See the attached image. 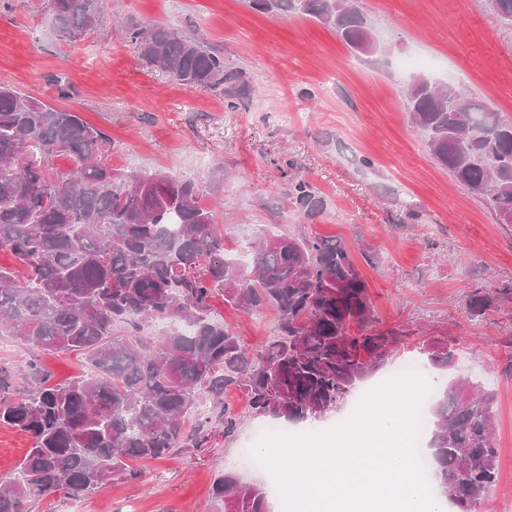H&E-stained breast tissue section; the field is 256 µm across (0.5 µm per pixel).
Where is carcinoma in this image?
I'll return each instance as SVG.
<instances>
[{
  "label": "carcinoma",
  "instance_id": "obj_1",
  "mask_svg": "<svg viewBox=\"0 0 512 512\" xmlns=\"http://www.w3.org/2000/svg\"><path fill=\"white\" fill-rule=\"evenodd\" d=\"M263 14L291 12L334 30L351 49L373 28L351 0H246ZM104 0H51L63 37L95 28ZM492 19L512 25V0H486ZM127 38L142 58L174 80L208 89L235 112L250 98L241 71L183 31L128 21ZM410 123L437 161L499 223L512 227V119L491 111L462 86L441 87L416 76L406 92ZM109 138L69 109L0 86V336L43 353L75 352L91 369L52 384L31 364L22 386L0 367V424L30 434L32 446L14 476L0 479V512H32L30 504L63 493L83 499L122 474L140 476L130 460H157L174 448H197L211 422L234 432L224 391L236 386L258 415L305 423L335 412L404 336L381 329L367 284L341 241L267 232L243 267L227 259L224 227L202 204L204 190L164 170L127 172L106 158ZM65 155L72 168L52 171ZM293 198L302 218L320 201L303 179ZM248 312L277 314V334L258 351L210 315V300ZM512 285L479 286L467 312L483 317ZM186 323L142 334L148 323ZM123 326L127 332L114 333ZM357 333H351V327ZM435 368L453 353L445 340L420 347ZM208 397L215 418L188 432L185 420ZM429 442L436 491L455 512H478L497 476L494 398L458 386L439 394ZM213 494L224 512H268L267 491L230 473Z\"/></svg>",
  "mask_w": 512,
  "mask_h": 512
}]
</instances>
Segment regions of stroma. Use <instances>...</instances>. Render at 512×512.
<instances>
[{"label":"stroma","instance_id":"35a3bbf8","mask_svg":"<svg viewBox=\"0 0 512 512\" xmlns=\"http://www.w3.org/2000/svg\"><path fill=\"white\" fill-rule=\"evenodd\" d=\"M355 4L383 53H353L315 20L262 14L245 0H107L97 28L74 40L59 36L49 0H0V84L79 112L109 136L112 165L208 184L222 203L224 248L238 262L250 263L252 243L270 229L343 240L380 327L405 336L368 384L383 382L402 359L419 358L422 343L448 339L453 363L427 373L494 394L499 473L485 512H512V299L481 319L466 309L473 287L512 281V237L410 124L404 99L412 75L400 67L411 57L434 60L421 76L463 85L512 117V28L491 19L485 0ZM126 18L192 30L223 50L254 89L247 106L225 111L214 93L147 63L126 37ZM295 176L323 201L306 221L293 203ZM368 246L376 265L362 257ZM212 316L252 351L277 332L269 308L247 315L216 298ZM15 344L0 338L1 367L33 362L57 381L85 368L75 353L19 357ZM224 402L238 417L232 436L212 425L202 447L136 463L137 479L113 478L88 499L54 495L32 512H224L213 494L223 474L267 481L239 460L255 443L259 417L239 388H228Z\"/></svg>","mask_w":512,"mask_h":512}]
</instances>
